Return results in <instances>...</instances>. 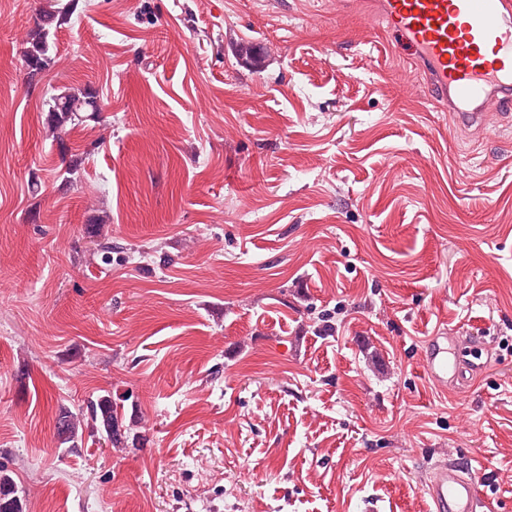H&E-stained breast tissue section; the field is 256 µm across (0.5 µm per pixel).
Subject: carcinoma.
Returning a JSON list of instances; mask_svg holds the SVG:
<instances>
[{"label":"carcinoma","instance_id":"obj_1","mask_svg":"<svg viewBox=\"0 0 512 512\" xmlns=\"http://www.w3.org/2000/svg\"><path fill=\"white\" fill-rule=\"evenodd\" d=\"M76 0H49V6L38 13L34 26L25 37L23 60L25 66L32 70L50 69L53 64L50 35L62 26L70 23L76 11ZM45 127L55 140H63L66 127L87 120L101 119L103 107L97 93L82 86H65L58 89L46 103ZM91 426L105 433L111 444L119 447L127 442L128 435L121 417L118 416L117 404L110 395H98L84 402L79 414L63 408L55 419L56 433L61 443L76 447L79 429L82 424ZM0 512H21L17 488L13 480L0 467Z\"/></svg>","mask_w":512,"mask_h":512}]
</instances>
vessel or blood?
I'll use <instances>...</instances> for the list:
<instances>
[{"label": "vessel or blood", "instance_id": "obj_1", "mask_svg": "<svg viewBox=\"0 0 512 512\" xmlns=\"http://www.w3.org/2000/svg\"><path fill=\"white\" fill-rule=\"evenodd\" d=\"M390 33L414 47L430 93L447 101L457 126L483 128V98L512 106V0H382ZM427 378L440 391H469L490 365L482 346L460 348L448 330L421 351ZM429 512H493L472 463H434L425 486Z\"/></svg>", "mask_w": 512, "mask_h": 512}]
</instances>
